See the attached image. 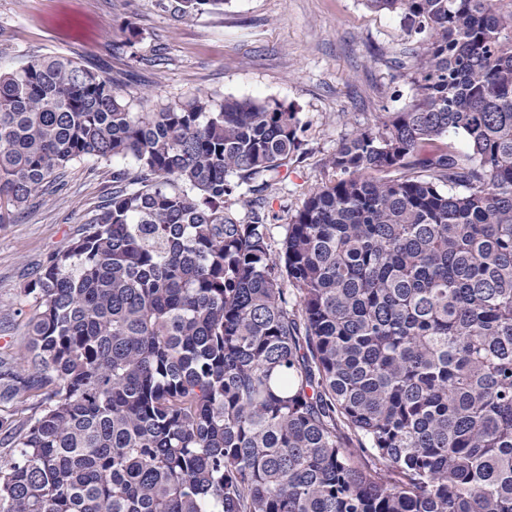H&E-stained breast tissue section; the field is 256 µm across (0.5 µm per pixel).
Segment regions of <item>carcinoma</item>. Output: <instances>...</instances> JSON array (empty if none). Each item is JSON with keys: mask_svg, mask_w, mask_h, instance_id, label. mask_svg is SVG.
<instances>
[{"mask_svg": "<svg viewBox=\"0 0 512 512\" xmlns=\"http://www.w3.org/2000/svg\"><path fill=\"white\" fill-rule=\"evenodd\" d=\"M365 2L413 23L410 102L339 141L278 242L294 108L0 71V222L112 165L0 358V512H512V0Z\"/></svg>", "mask_w": 512, "mask_h": 512, "instance_id": "obj_1", "label": "carcinoma"}]
</instances>
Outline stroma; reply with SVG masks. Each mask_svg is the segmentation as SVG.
<instances>
[{
	"label": "stroma",
	"instance_id": "obj_1",
	"mask_svg": "<svg viewBox=\"0 0 512 512\" xmlns=\"http://www.w3.org/2000/svg\"><path fill=\"white\" fill-rule=\"evenodd\" d=\"M172 2L0 0V69L42 55L103 62L137 112L197 91L293 106L305 142L265 199L276 216L273 235L282 238L324 181L323 162L339 140L409 103L404 22L363 0H229L188 20L173 15ZM111 189L110 166L84 160L67 169L63 189L0 224V356L19 354L27 340L32 274L70 244Z\"/></svg>",
	"mask_w": 512,
	"mask_h": 512
}]
</instances>
